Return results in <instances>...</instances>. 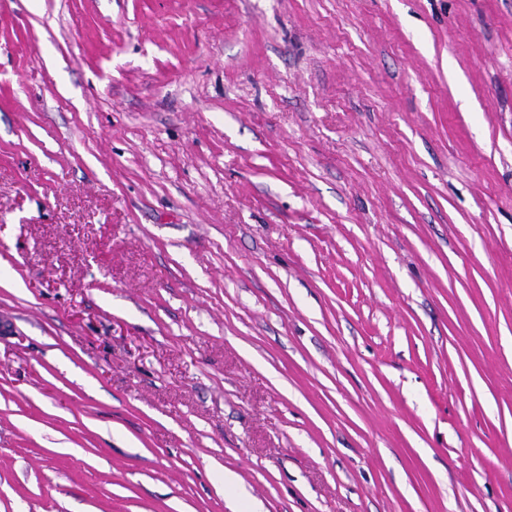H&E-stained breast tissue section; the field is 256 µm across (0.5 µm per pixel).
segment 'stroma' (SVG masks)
<instances>
[{
    "mask_svg": "<svg viewBox=\"0 0 512 512\" xmlns=\"http://www.w3.org/2000/svg\"><path fill=\"white\" fill-rule=\"evenodd\" d=\"M0 512H512V0H0Z\"/></svg>",
    "mask_w": 512,
    "mask_h": 512,
    "instance_id": "35a3bbf8",
    "label": "stroma"
}]
</instances>
